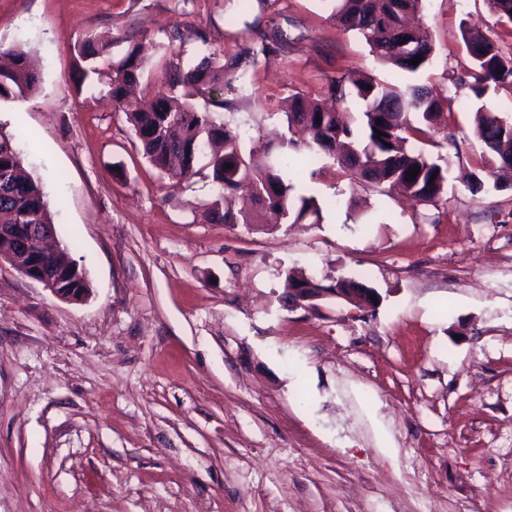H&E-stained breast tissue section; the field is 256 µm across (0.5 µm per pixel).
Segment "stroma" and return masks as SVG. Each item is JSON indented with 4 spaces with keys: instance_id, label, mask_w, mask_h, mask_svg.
<instances>
[{
    "instance_id": "obj_1",
    "label": "stroma",
    "mask_w": 512,
    "mask_h": 512,
    "mask_svg": "<svg viewBox=\"0 0 512 512\" xmlns=\"http://www.w3.org/2000/svg\"><path fill=\"white\" fill-rule=\"evenodd\" d=\"M0 0V43L38 66L39 91L0 101L49 196L85 301L0 266V512H512V185L471 193L473 115L512 119V92L475 100L461 39L485 0H422L435 51L410 74L330 20L324 0ZM283 42L260 51L264 33ZM129 32L149 91L203 56L239 58L244 86L217 121L259 146L290 94L347 72L450 97L437 205L299 164L318 224H214L207 163L177 186L147 162L86 36ZM458 146H444L446 135ZM352 279L379 295L289 307L285 275Z\"/></svg>"
}]
</instances>
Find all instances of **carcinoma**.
Returning <instances> with one entry per match:
<instances>
[{
  "label": "carcinoma",
  "mask_w": 512,
  "mask_h": 512,
  "mask_svg": "<svg viewBox=\"0 0 512 512\" xmlns=\"http://www.w3.org/2000/svg\"><path fill=\"white\" fill-rule=\"evenodd\" d=\"M330 17L346 32L361 36L371 52L382 62L402 71L416 73L429 63L434 45L427 29H408L406 18L418 11L421 0H328ZM489 13L501 22L512 23V0H486ZM464 44L475 47L471 55L470 90L478 100L490 88L512 91V53L503 52L496 40L473 22L461 29ZM0 53L11 57L12 66L0 69V100L24 99L39 88L40 78L28 65L26 53L17 46L3 47ZM109 44L90 35L76 46L77 61L85 74H97V64L107 61L109 95L115 109L124 113L141 143L148 162L173 185L191 177L204 155H209L212 180L217 195L205 203L214 224H256L264 210L278 213L287 224H317L321 207L312 195L296 190L291 178V162L296 157L309 161L322 154L333 156L337 167L352 185L375 187L396 184L411 198L427 204L441 200L446 192L448 158L432 159L422 152L407 150L410 139L428 135L424 126L433 123L444 108L448 96L427 87L400 88L375 78L354 79L343 74L330 81L327 94L338 101L358 99L362 112L327 110L320 100L300 93L291 95L284 113L287 133L268 145L261 155L245 149L239 132L213 118V109L224 108V99L213 94L231 87L228 69L234 61L205 57L187 70L170 76L169 89L154 94L150 108L140 107L129 97V90L144 77V61L136 47L118 58L108 57ZM423 61L411 64L416 56ZM178 86L199 90L204 104L182 100ZM382 124H377V120ZM382 135H377L374 130ZM474 135L485 149L481 172H472L468 189L480 192L485 181L499 187V176L512 171V120L502 113L480 106L475 112ZM420 167L416 178L408 172ZM251 197L256 211L235 212L224 206L228 194ZM51 208L41 183L23 170V161L12 137L0 133V224H51ZM76 261L68 253L60 257L56 273L63 286L89 287L87 278L75 282L67 270ZM360 288L355 281L338 279L326 285L315 277L287 275V288Z\"/></svg>",
  "instance_id": "carcinoma-1"
}]
</instances>
